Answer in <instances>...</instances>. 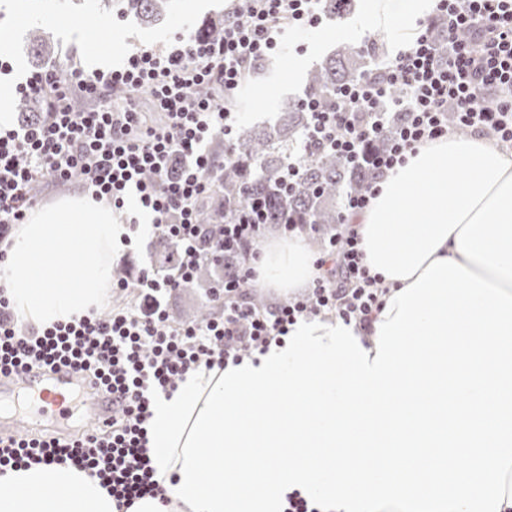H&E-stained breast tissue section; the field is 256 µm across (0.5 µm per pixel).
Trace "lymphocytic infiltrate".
Returning <instances> with one entry per match:
<instances>
[{
    "label": "lymphocytic infiltrate",
    "mask_w": 512,
    "mask_h": 512,
    "mask_svg": "<svg viewBox=\"0 0 512 512\" xmlns=\"http://www.w3.org/2000/svg\"><path fill=\"white\" fill-rule=\"evenodd\" d=\"M320 23L317 0H230L222 41L199 40L188 26L164 45L136 48L110 72L47 69L18 84V94L43 98L47 109L37 121L0 131V240L36 206L35 183L76 181L118 210L135 199L151 214L155 236L173 241L176 253L168 273L150 265L134 279L113 281L126 306L65 324L21 330L0 295V373L67 366L110 390L113 410L106 430L69 439L1 438L0 474L68 462L100 479L118 506L163 496L148 447L155 397L172 395L189 372L265 353L301 317H334L371 331L391 287L364 264L361 236L350 222L368 207V192L345 201L339 230L315 260L321 275L304 293L263 308L247 300L265 229V208L253 203L222 225L213 245L239 261L236 275L209 297L217 314L204 323L176 324L165 306L166 295L204 262L197 204L212 187L209 141L232 138L238 120L232 104L253 64L290 31ZM437 28L448 43L444 57L433 41ZM397 85L408 101H394ZM77 93L92 107L74 111ZM306 107L305 149L364 161L377 179L404 164L416 146L452 129L480 131L512 146V0H437L415 42L389 58L381 76L341 87L332 106L310 101ZM391 107L405 119L378 152L373 142ZM177 156L184 165L173 177Z\"/></svg>",
    "instance_id": "lymphocytic-infiltrate-1"
}]
</instances>
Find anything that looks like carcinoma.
<instances>
[{
    "label": "carcinoma",
    "instance_id": "carcinoma-1",
    "mask_svg": "<svg viewBox=\"0 0 512 512\" xmlns=\"http://www.w3.org/2000/svg\"><path fill=\"white\" fill-rule=\"evenodd\" d=\"M107 6L151 27L168 11L170 0H107ZM353 6L354 0L319 2L321 15L336 20L350 14ZM195 34L214 42L220 40L224 18H203L196 24ZM29 46L41 64L50 55L48 42L38 28L29 32ZM384 55L383 42L378 38L367 47H340L309 71L304 97L314 98L325 107L331 105L340 87L380 75ZM13 105L29 122L39 119L44 111L43 100L29 96L15 98ZM307 127L308 112L301 100L288 99L276 123L261 128L241 126L228 146L224 138H217L212 149L214 189L198 203L199 222L204 224L206 233H211L210 225L222 223L232 211L254 200L265 204L269 225L298 224L321 232L340 223L345 198L365 190L372 173L363 162L351 163L332 153L309 152L301 159L299 175L288 181V163L302 146ZM172 249L168 241L155 245L158 271H168ZM235 265L229 256L211 254L198 283L207 287L211 270L220 267L227 276Z\"/></svg>",
    "mask_w": 512,
    "mask_h": 512
}]
</instances>
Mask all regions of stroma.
<instances>
[{"label": "stroma", "mask_w": 512, "mask_h": 512, "mask_svg": "<svg viewBox=\"0 0 512 512\" xmlns=\"http://www.w3.org/2000/svg\"><path fill=\"white\" fill-rule=\"evenodd\" d=\"M365 0H355V9L346 18L336 21L323 19L311 33H298L278 53L264 59L254 76L260 93L244 92L239 107V122L254 125L271 122L281 104L288 98H300L304 92V77L290 72V63L304 59L306 68H314L330 52L341 45L360 47L370 33L360 27ZM224 0H178L152 29H143L131 17L106 10L102 0H77L67 5L65 0L51 4L50 0H0V28L12 35V48L4 57L11 64L33 71L28 55V32L40 28L53 51V66L63 72L82 63V52L70 41L67 28L78 23L81 29L96 28V36L88 44H101L111 49L114 66H121L129 52L144 43L162 45L181 31L183 25L196 24L199 18L220 15Z\"/></svg>", "instance_id": "1"}]
</instances>
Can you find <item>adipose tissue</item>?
I'll return each instance as SVG.
<instances>
[{
    "label": "adipose tissue",
    "instance_id": "adipose-tissue-1",
    "mask_svg": "<svg viewBox=\"0 0 512 512\" xmlns=\"http://www.w3.org/2000/svg\"><path fill=\"white\" fill-rule=\"evenodd\" d=\"M433 7L369 0L361 24L398 51L415 30L395 17ZM355 222L366 265L393 286L370 343L306 318L257 359L187 375L152 406L168 501L130 512H283L294 491L325 512H512V149L480 133L421 145ZM127 232L106 201L59 196L0 242V286L34 327L69 322L106 304ZM259 252V290L289 294L318 275L303 237ZM0 512L118 508L71 464H34L0 475Z\"/></svg>",
    "mask_w": 512,
    "mask_h": 512
}]
</instances>
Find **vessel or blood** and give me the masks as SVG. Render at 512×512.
I'll return each instance as SVG.
<instances>
[{"instance_id": "obj_1", "label": "vessel or blood", "mask_w": 512, "mask_h": 512, "mask_svg": "<svg viewBox=\"0 0 512 512\" xmlns=\"http://www.w3.org/2000/svg\"><path fill=\"white\" fill-rule=\"evenodd\" d=\"M0 391L21 392L30 400L27 409L13 412L9 418L0 420L2 437L18 435L22 430L56 438L73 437L71 401L76 397L81 400L83 416L100 425L112 420L111 392L69 368L62 367L45 373L14 372L0 375Z\"/></svg>"}]
</instances>
